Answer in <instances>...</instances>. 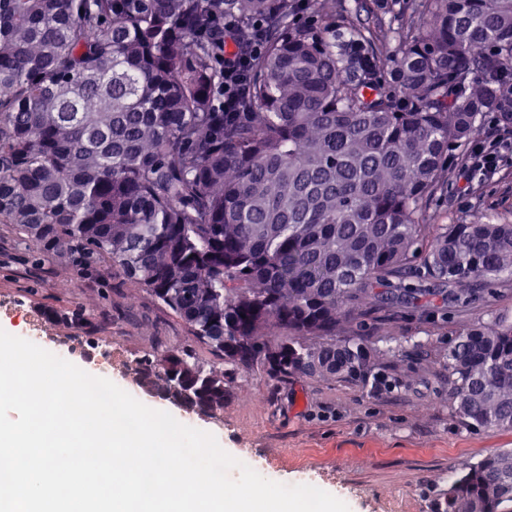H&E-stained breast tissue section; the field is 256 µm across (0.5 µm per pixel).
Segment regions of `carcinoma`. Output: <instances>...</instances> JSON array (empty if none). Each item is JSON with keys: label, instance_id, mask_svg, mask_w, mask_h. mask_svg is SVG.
I'll return each mask as SVG.
<instances>
[{"label": "carcinoma", "instance_id": "1", "mask_svg": "<svg viewBox=\"0 0 512 512\" xmlns=\"http://www.w3.org/2000/svg\"><path fill=\"white\" fill-rule=\"evenodd\" d=\"M229 37L243 81L224 109ZM488 114L512 133V0H408L391 51L336 0H0V221L174 312L217 363L173 347L131 374L199 417L239 370L364 375L386 353L336 328L413 299L416 265L450 302L512 285V224L425 223ZM46 316L92 326L83 305ZM446 359L460 422L512 430V323ZM509 503L512 448L432 512Z\"/></svg>", "mask_w": 512, "mask_h": 512}]
</instances>
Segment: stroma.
I'll return each instance as SVG.
<instances>
[{
    "mask_svg": "<svg viewBox=\"0 0 512 512\" xmlns=\"http://www.w3.org/2000/svg\"><path fill=\"white\" fill-rule=\"evenodd\" d=\"M512 224V154H504L492 178L463 180L452 167L448 195L426 217L431 224H465L476 214ZM93 308L84 347L72 348L78 328L49 324L40 313ZM512 320V292L484 288L464 305L441 295L419 294L410 305L376 311L347 324L345 335L391 350L365 376L334 381L297 378L281 384L260 370L238 374L232 398L216 418L186 416L169 402L143 396L145 405L189 419L213 434L243 463L261 458L266 479L316 487L345 502L349 512H430L432 501L458 479L467 464L512 448V431L464 427L454 413L446 353L459 333L498 317ZM0 329L33 336L45 350L88 365L106 338L113 382L134 384V360L165 347H188L197 362L215 361L186 324L111 263L88 274L40 260L0 223Z\"/></svg>",
    "mask_w": 512,
    "mask_h": 512,
    "instance_id": "obj_1",
    "label": "stroma"
}]
</instances>
